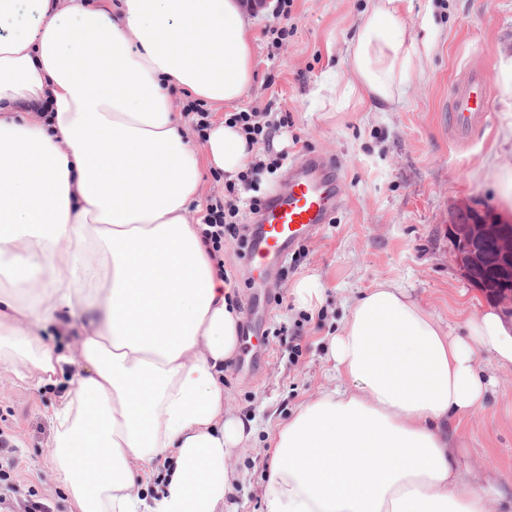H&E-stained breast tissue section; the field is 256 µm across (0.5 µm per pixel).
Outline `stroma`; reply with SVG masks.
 <instances>
[{
    "mask_svg": "<svg viewBox=\"0 0 512 512\" xmlns=\"http://www.w3.org/2000/svg\"><path fill=\"white\" fill-rule=\"evenodd\" d=\"M253 13L256 78L238 106L289 113V129L257 145L261 156L282 151L297 156L327 154L347 183L334 223L288 259L275 288L282 304H271L267 321L252 337L269 357L251 370L239 352L224 375L234 412L256 423V448L240 455L233 501L237 512H261L271 457L269 438L303 403L336 380L327 361L328 341L352 301L381 280L408 294L455 336L494 304L466 277L449 224L471 209L512 224L496 195L487 158L512 167V144L502 136L507 110L492 96V120L469 143H458L441 121V110L464 73L477 71L502 81V55L512 54V0H412L407 22L431 48L423 72L413 78L403 101L391 108L361 104L347 85L346 43L362 19L366 0H294L292 35L272 48L267 30L276 24L275 0H262ZM235 288L240 313L258 303L259 292L235 243L220 253ZM307 276L323 288L313 309L297 307L293 290ZM477 365L490 387L482 405L444 424L456 442L455 468L463 482L494 485L500 512H512V368L488 352ZM55 388H39L0 369V432L15 456L12 479L19 504L42 512H71L72 506L46 465L52 451L49 407Z\"/></svg>",
    "mask_w": 512,
    "mask_h": 512,
    "instance_id": "1",
    "label": "stroma"
}]
</instances>
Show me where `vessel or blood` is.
<instances>
[{
  "label": "vessel or blood",
  "instance_id": "1",
  "mask_svg": "<svg viewBox=\"0 0 512 512\" xmlns=\"http://www.w3.org/2000/svg\"><path fill=\"white\" fill-rule=\"evenodd\" d=\"M490 96L482 75L465 76L447 106L449 128L467 137L487 126ZM345 196L344 179L330 160L317 153L294 158L287 187L274 188L251 217L247 265L266 276L279 271L293 251L333 222Z\"/></svg>",
  "mask_w": 512,
  "mask_h": 512
}]
</instances>
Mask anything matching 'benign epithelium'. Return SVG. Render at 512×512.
Returning <instances> with one entry per match:
<instances>
[{
	"label": "benign epithelium",
	"instance_id": "7a95c632",
	"mask_svg": "<svg viewBox=\"0 0 512 512\" xmlns=\"http://www.w3.org/2000/svg\"><path fill=\"white\" fill-rule=\"evenodd\" d=\"M468 279L481 288L512 281V224H499L476 211L449 225Z\"/></svg>",
	"mask_w": 512,
	"mask_h": 512
}]
</instances>
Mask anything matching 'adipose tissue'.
Masks as SVG:
<instances>
[{"mask_svg": "<svg viewBox=\"0 0 512 512\" xmlns=\"http://www.w3.org/2000/svg\"><path fill=\"white\" fill-rule=\"evenodd\" d=\"M0 0V368L61 387L48 464L75 512H235L237 416L224 369L238 347L233 288L202 224L201 166L236 178L245 136L203 145L170 88L234 106L252 86L244 0ZM408 0H367L347 85L390 106L422 72ZM69 319L76 354L40 331ZM512 367L492 308L451 335L394 283L356 298L327 357L341 380L272 439L262 512H497L464 485L442 423L482 404L477 351ZM167 457L159 495L137 468Z\"/></svg>", "mask_w": 512, "mask_h": 512, "instance_id": "obj_1", "label": "adipose tissue"}]
</instances>
